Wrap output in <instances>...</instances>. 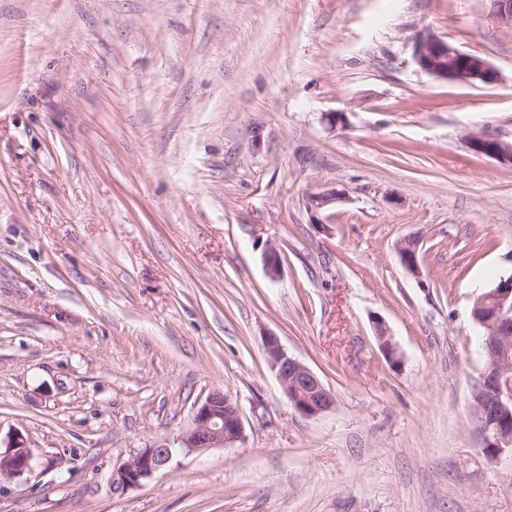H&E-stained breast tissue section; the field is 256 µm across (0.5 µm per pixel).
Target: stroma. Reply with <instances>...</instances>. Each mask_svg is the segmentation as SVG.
I'll list each match as a JSON object with an SVG mask.
<instances>
[{"mask_svg":"<svg viewBox=\"0 0 512 512\" xmlns=\"http://www.w3.org/2000/svg\"><path fill=\"white\" fill-rule=\"evenodd\" d=\"M429 33L498 82L422 72ZM478 130L512 144L491 0H0V442L32 449L0 512H512L470 420L472 306L512 276V167ZM267 334L333 409L291 405ZM215 390L240 441L113 490ZM469 149L477 155L495 159L503 164H512V144L483 132H472L467 135ZM341 195L342 193L337 191L336 188H325L310 193L306 199V207L311 214L312 222L319 225L323 224L324 220L320 217L322 212L335 204L341 198ZM404 268L416 278H421V267L418 260V241L410 240L401 243L398 250Z\"/></svg>","mask_w":512,"mask_h":512,"instance_id":"obj_1","label":"stroma"}]
</instances>
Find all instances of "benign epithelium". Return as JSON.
Masks as SVG:
<instances>
[{
  "instance_id": "obj_1",
  "label": "benign epithelium",
  "mask_w": 512,
  "mask_h": 512,
  "mask_svg": "<svg viewBox=\"0 0 512 512\" xmlns=\"http://www.w3.org/2000/svg\"><path fill=\"white\" fill-rule=\"evenodd\" d=\"M496 17L512 26V0H492ZM413 60L423 72L460 85H491L499 80L496 69L483 57L463 52L434 35L419 37L414 45ZM469 149L477 155L512 164V144L483 132L467 135ZM341 192L325 188L307 196L306 207L312 222L324 225L322 212L340 199ZM404 268L416 278L422 277L418 260V242L407 240L398 250ZM474 320L485 329L482 344L485 370L477 390H490L492 400L472 407L473 433L481 447L491 446L495 456L512 447V430L505 428L512 419V279L477 297L472 308ZM379 346L393 361L396 350L388 338L384 322L375 321ZM263 349L271 368L293 407L303 415L314 417L335 406V396L308 366L288 355L279 338L268 334L262 338ZM244 427L237 405L222 391L210 393L195 407L191 426L175 439H157L112 469V486L129 489L142 485L157 471L168 466L180 452L223 448L240 440ZM31 450L20 437L0 452V475H19L30 469Z\"/></svg>"
}]
</instances>
